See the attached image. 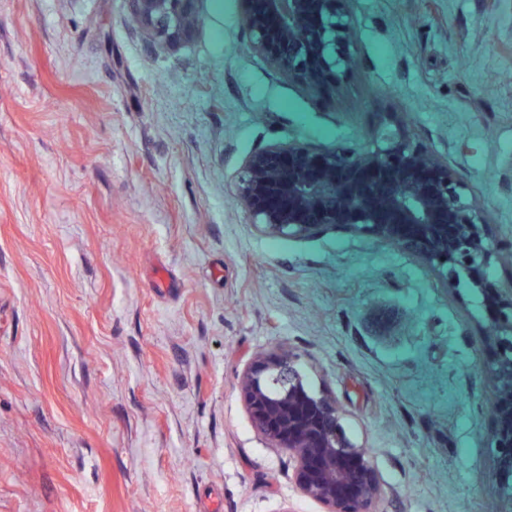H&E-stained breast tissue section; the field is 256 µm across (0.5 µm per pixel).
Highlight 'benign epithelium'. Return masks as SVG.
<instances>
[{
  "mask_svg": "<svg viewBox=\"0 0 512 512\" xmlns=\"http://www.w3.org/2000/svg\"><path fill=\"white\" fill-rule=\"evenodd\" d=\"M135 28L166 48L199 24L197 0H127ZM350 0H241L242 29L253 52L284 78L329 94L356 68ZM377 147L321 149L271 142L242 162L235 197L270 238L308 237L324 228L368 234L415 255L456 291L477 288L495 303L485 377L492 386L488 447L496 512H512V280L488 274L502 249L485 213L448 163L396 116L376 130ZM253 427L297 463L300 493L323 512H375L376 472L349 437L336 400L311 392L299 356L279 348L256 356L240 381Z\"/></svg>",
  "mask_w": 512,
  "mask_h": 512,
  "instance_id": "obj_1",
  "label": "benign epithelium"
}]
</instances>
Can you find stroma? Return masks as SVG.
I'll return each mask as SVG.
<instances>
[{
  "label": "stroma",
  "mask_w": 512,
  "mask_h": 512,
  "mask_svg": "<svg viewBox=\"0 0 512 512\" xmlns=\"http://www.w3.org/2000/svg\"><path fill=\"white\" fill-rule=\"evenodd\" d=\"M320 96L240 0L169 51L125 0H0V512H323L252 428L253 356H300L366 448L377 512H491L481 297L363 234L271 239L234 201L271 141L374 145L386 113L512 241V0H352Z\"/></svg>",
  "instance_id": "1"
}]
</instances>
